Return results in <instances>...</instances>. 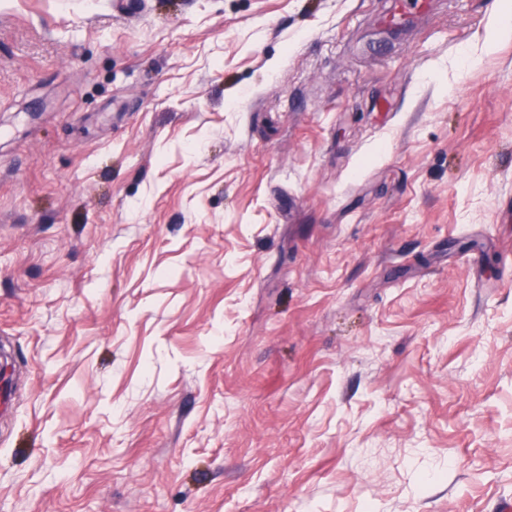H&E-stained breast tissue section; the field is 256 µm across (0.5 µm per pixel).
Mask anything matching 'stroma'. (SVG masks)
<instances>
[{"label": "stroma", "instance_id": "obj_1", "mask_svg": "<svg viewBox=\"0 0 512 512\" xmlns=\"http://www.w3.org/2000/svg\"><path fill=\"white\" fill-rule=\"evenodd\" d=\"M493 0H0V512L512 500ZM430 0H396L381 24L388 29H398L407 26L414 15L425 12L430 7Z\"/></svg>", "mask_w": 512, "mask_h": 512}]
</instances>
